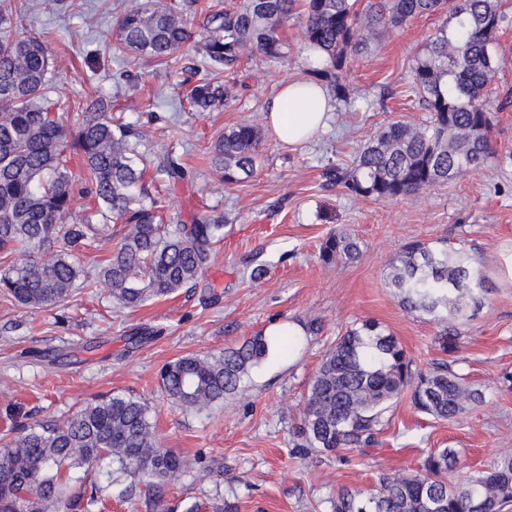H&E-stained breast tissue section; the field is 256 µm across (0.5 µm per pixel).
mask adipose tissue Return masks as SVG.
Returning a JSON list of instances; mask_svg holds the SVG:
<instances>
[{"mask_svg":"<svg viewBox=\"0 0 512 512\" xmlns=\"http://www.w3.org/2000/svg\"><path fill=\"white\" fill-rule=\"evenodd\" d=\"M331 110L325 87L311 81H290L269 102L266 124L280 144L298 145L318 134Z\"/></svg>","mask_w":512,"mask_h":512,"instance_id":"1","label":"adipose tissue"}]
</instances>
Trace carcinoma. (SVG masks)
<instances>
[{
	"instance_id": "carcinoma-1",
	"label": "carcinoma",
	"mask_w": 512,
	"mask_h": 512,
	"mask_svg": "<svg viewBox=\"0 0 512 512\" xmlns=\"http://www.w3.org/2000/svg\"><path fill=\"white\" fill-rule=\"evenodd\" d=\"M201 0L152 3L123 14L118 36L125 50L161 63L190 46L200 64L187 101L195 112L226 105L239 86L244 55L270 63L288 53L284 29L302 19V43L320 57L310 74L339 101L350 96L348 66L380 32L440 16L414 58L410 88L431 120L397 121L370 138L329 181L377 200L409 196L457 181L494 157L486 96L501 68L496 46L506 24L505 0H236L230 9L199 8ZM203 16L192 28L187 15ZM25 0L0 10V295L33 310L67 302L89 278L77 250L108 237L109 218H126V232L107 263L94 273L112 301L135 308L194 283L209 259L224 217L202 213L191 224L164 223L146 172L153 168L173 189L187 171L170 152L138 150L139 133L112 125V97L81 107L72 132L71 102L48 94L52 82L47 33H21ZM224 75V81L217 80ZM261 129L252 123L224 129L212 163L222 182L239 183L256 170ZM83 160L75 174L70 155ZM360 252L349 235L321 247L326 264L352 261ZM389 284L402 304L444 326L443 336L482 305L487 292L468 253L452 246L411 242L391 262ZM273 344L257 335L220 355H184L167 362L160 381L169 399L203 411L239 390L249 370L268 359ZM412 388L414 407L451 420L479 404L483 392L442 363L416 372L398 340L365 321L337 338L324 355L306 399L297 448L337 452L375 441L383 414ZM459 464L453 448L429 453L422 472L380 475L376 489L343 490L331 512H509L512 450L474 475L450 481ZM193 462L161 447L149 407L113 393L62 420L14 422L0 438V512H91L124 477L156 490L176 487Z\"/></svg>"
}]
</instances>
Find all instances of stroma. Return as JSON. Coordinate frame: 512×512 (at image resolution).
Returning a JSON list of instances; mask_svg holds the SVG:
<instances>
[{"label":"stroma","instance_id":"stroma-1","mask_svg":"<svg viewBox=\"0 0 512 512\" xmlns=\"http://www.w3.org/2000/svg\"><path fill=\"white\" fill-rule=\"evenodd\" d=\"M25 33L50 34L52 96L79 104L107 94L112 118L142 134L140 148H165L181 158L188 181L177 191L154 188L169 224L191 223L205 211L227 221L210 263L195 285L137 308L112 303L91 283L53 310L33 311L0 297V431L63 419L110 393L151 408L163 447L203 457L207 470L154 500L124 497L112 488L109 512H177L181 500L230 504V512H329L345 488L372 490L381 472H419L432 451L452 448L465 472L485 468L512 449V105L492 112L496 156L460 180L412 196L375 200L328 183L329 166H345L382 127L429 120L410 90V67L429 40L435 17L383 32L368 55L352 62L347 101L313 141L285 147L271 135L259 146L255 173L228 185L210 163L224 129L263 125L281 86L309 76L301 27L285 30L287 58L248 59L239 95L228 106L198 114L179 107L181 71L193 51L160 64L116 48V23L145 0H28ZM347 232L361 245L358 259L326 264L319 251L330 235ZM464 249L488 288L483 305L455 336L403 307L387 281L389 264L409 241ZM365 321L400 341L412 367L444 363L480 386L483 403L452 420L417 412L403 392L384 413L377 441L361 450L296 454V431L312 378L336 336ZM303 331L288 351L244 378L243 394L195 413L172 403L158 384L161 366L188 354L217 355L271 328Z\"/></svg>","mask_w":512,"mask_h":512}]
</instances>
